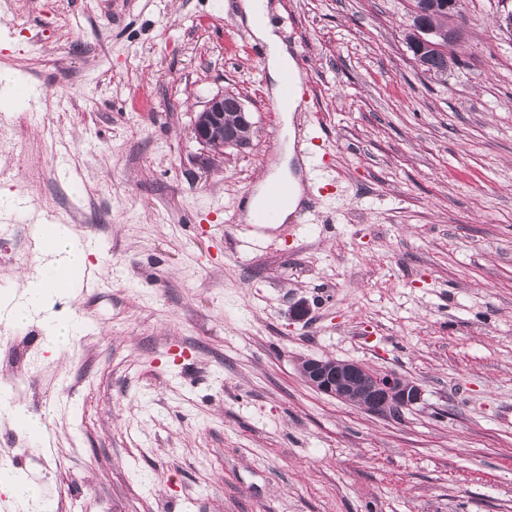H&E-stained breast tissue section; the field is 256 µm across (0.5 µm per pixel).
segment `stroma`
I'll use <instances>...</instances> for the list:
<instances>
[{"label": "stroma", "instance_id": "stroma-1", "mask_svg": "<svg viewBox=\"0 0 512 512\" xmlns=\"http://www.w3.org/2000/svg\"><path fill=\"white\" fill-rule=\"evenodd\" d=\"M238 3L0 0V72L37 93L0 126L21 200L0 289L47 221L95 241L100 283L55 304L79 321L57 351L0 322V377L48 432L0 416V452L52 512H512V0H463L439 80L411 0H267L326 168L301 174V225L243 218L288 137ZM222 93L254 135L206 172L192 128ZM304 357L423 399L368 414L306 385Z\"/></svg>", "mask_w": 512, "mask_h": 512}]
</instances>
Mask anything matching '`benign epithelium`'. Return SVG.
Masks as SVG:
<instances>
[{
  "label": "benign epithelium",
  "mask_w": 512,
  "mask_h": 512,
  "mask_svg": "<svg viewBox=\"0 0 512 512\" xmlns=\"http://www.w3.org/2000/svg\"><path fill=\"white\" fill-rule=\"evenodd\" d=\"M225 96L212 98L197 116L196 140L211 153H222L229 145L245 146L236 131H224ZM303 380L315 391L386 417L418 404L422 389L394 373L378 372L355 361L305 358L298 366Z\"/></svg>",
  "instance_id": "benign-epithelium-1"
}]
</instances>
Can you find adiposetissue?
Returning a JSON list of instances; mask_svg holds the SVG:
<instances>
[{"mask_svg": "<svg viewBox=\"0 0 512 512\" xmlns=\"http://www.w3.org/2000/svg\"><path fill=\"white\" fill-rule=\"evenodd\" d=\"M240 21L251 30L254 39L267 48L266 69L272 91H280L286 77H298L299 71L292 54L270 24L263 0H241ZM39 242L44 249L35 273L27 275L22 294H0V320L19 326L33 317H40L49 349L56 350L68 343L78 322H61L52 311L55 300L66 294L71 271L87 264L90 249L75 240L57 225L39 227Z\"/></svg>", "mask_w": 512, "mask_h": 512, "instance_id": "obj_1", "label": "adipose tissue"}]
</instances>
